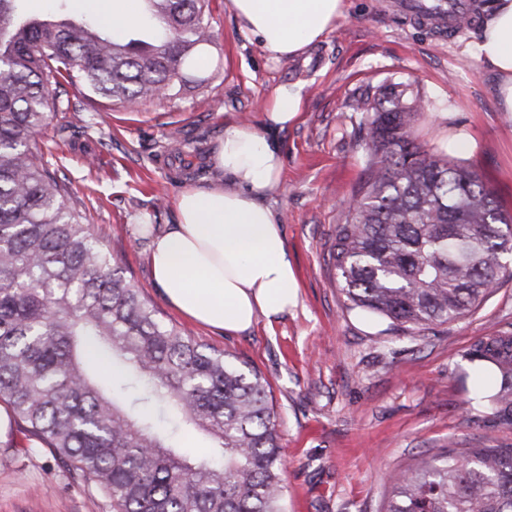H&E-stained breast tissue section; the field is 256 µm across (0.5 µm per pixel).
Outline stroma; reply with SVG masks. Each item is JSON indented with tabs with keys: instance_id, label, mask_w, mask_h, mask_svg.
<instances>
[{
	"instance_id": "obj_1",
	"label": "stroma",
	"mask_w": 512,
	"mask_h": 512,
	"mask_svg": "<svg viewBox=\"0 0 512 512\" xmlns=\"http://www.w3.org/2000/svg\"><path fill=\"white\" fill-rule=\"evenodd\" d=\"M205 18L214 35L203 52L206 84L132 110L71 86L80 116L56 113L39 138L52 144V162L88 222L163 317L269 382L280 415L283 512H380L393 471L440 448L512 446V426L484 406L463 408L485 384L464 354L475 337L512 332V281L466 318L408 334L347 309L328 264L344 203L366 177L363 115L351 104L395 84L427 105L418 142L478 169L512 214V112L499 106L494 74L473 60L475 30L440 36L392 0H346L327 37L275 62L227 0H210ZM283 84L301 87V109L279 134L282 183L266 202L282 225L298 301L249 332L227 334L165 302L151 273L152 238L176 223L185 185L208 186L207 158L225 127H263L266 103ZM174 143L189 164L170 153ZM143 224L150 232H140ZM30 444L16 423L0 442V512H112L68 483L50 448L27 456Z\"/></svg>"
}]
</instances>
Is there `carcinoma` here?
Wrapping results in <instances>:
<instances>
[{
  "instance_id": "1",
  "label": "carcinoma",
  "mask_w": 512,
  "mask_h": 512,
  "mask_svg": "<svg viewBox=\"0 0 512 512\" xmlns=\"http://www.w3.org/2000/svg\"><path fill=\"white\" fill-rule=\"evenodd\" d=\"M0 0V403L112 512H282L278 415L262 374L167 322L71 201L35 135L77 111L63 84L133 106L205 84V0H140L123 38ZM367 113L368 177L329 256L347 306L407 331L457 321L512 280V216L482 174L418 144L425 105L392 89ZM465 358L475 401L512 425V333ZM190 426L210 453L176 446ZM382 512H512V448H442L390 480Z\"/></svg>"
}]
</instances>
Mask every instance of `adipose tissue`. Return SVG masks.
<instances>
[{
    "label": "adipose tissue",
    "mask_w": 512,
    "mask_h": 512,
    "mask_svg": "<svg viewBox=\"0 0 512 512\" xmlns=\"http://www.w3.org/2000/svg\"><path fill=\"white\" fill-rule=\"evenodd\" d=\"M229 2L241 27L277 61L302 55L345 13L344 0ZM474 58L496 74L499 104L512 112V0L485 5ZM301 101L300 87L279 86L264 131L225 128L210 156V185L183 188L175 202L176 224L154 237V283L190 321L239 334L257 316L272 319L295 305L296 277L280 223L261 198L280 184L282 144L276 134L297 117Z\"/></svg>",
    "instance_id": "obj_1"
}]
</instances>
